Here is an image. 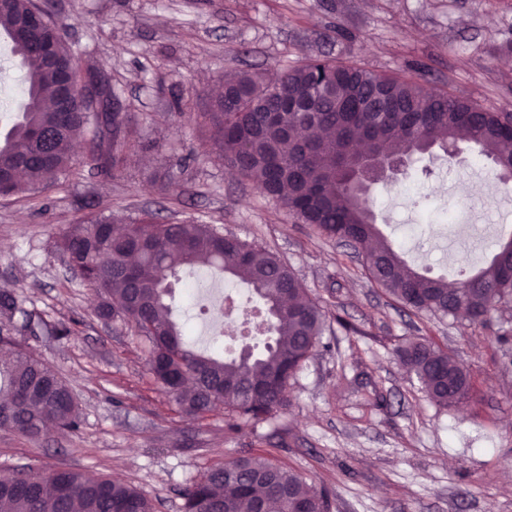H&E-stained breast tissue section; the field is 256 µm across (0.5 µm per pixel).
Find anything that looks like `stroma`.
<instances>
[{"label":"stroma","mask_w":512,"mask_h":512,"mask_svg":"<svg viewBox=\"0 0 512 512\" xmlns=\"http://www.w3.org/2000/svg\"><path fill=\"white\" fill-rule=\"evenodd\" d=\"M74 50L112 82L128 112L133 149L121 173H77L32 198H0V289L47 329L20 341L70 387L74 430L28 437L0 427V472L66 465L124 481L156 512H182L184 488L209 468L263 450L325 492L329 512H512V307L495 327L434 318L404 307L369 278L362 256L299 224L280 203L231 174L209 152L196 116L224 76L280 75L326 55L412 79L482 108L512 112V0H48ZM168 174L162 191L153 174ZM383 236L419 271L456 280L512 238V192L494 167L435 153L388 188L374 187ZM156 213L169 224H211L276 252L326 313L322 344L288 385V407L240 430L216 410L183 414L150 374L148 343L123 320L97 316L95 291L80 283L53 243L71 225L104 212ZM181 272L174 314L198 350L234 356L205 315L212 297L189 291ZM69 324L66 336L51 327ZM430 338L470 371L469 399L431 402L397 349Z\"/></svg>","instance_id":"35a3bbf8"}]
</instances>
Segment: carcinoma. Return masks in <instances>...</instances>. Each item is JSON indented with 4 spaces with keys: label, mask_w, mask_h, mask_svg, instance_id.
<instances>
[{
    "label": "carcinoma",
    "mask_w": 512,
    "mask_h": 512,
    "mask_svg": "<svg viewBox=\"0 0 512 512\" xmlns=\"http://www.w3.org/2000/svg\"><path fill=\"white\" fill-rule=\"evenodd\" d=\"M37 11L46 25L22 32L20 20ZM0 36L24 71L18 114L0 138V192L23 195L70 173L79 138L86 140L97 173L120 171L132 149L128 114L103 117L79 93L67 111L59 109L65 77L98 75L112 90L94 63L79 60L63 25L37 0H7L0 7ZM40 40L54 44L55 63L30 49ZM383 98L393 102L392 111H379ZM200 117L224 165L302 223L351 240L372 281L403 304L440 317L464 311L472 322L489 326L499 308L512 303V266L501 260L512 251V239L499 244L485 267L450 288L409 265L391 244L373 245L380 232L372 200L351 178L336 175L340 155L359 149L390 160L408 154L420 159L459 142L504 173L512 167V112L490 111L416 81L317 57L273 84L254 73L239 74L211 95ZM54 247L75 277L101 295L100 319L121 318L143 333L149 371L183 413L204 418L222 407L232 416L228 427L237 429L288 407V382L319 346L325 313L276 253L226 238L211 224H159L144 216L118 231L104 214L72 225ZM195 267L246 283L271 311V340L248 361L205 354L183 340L169 284L177 271ZM17 309L16 295L0 290V315ZM397 356L435 404L448 407L471 396L467 369L434 341L409 342ZM78 425L65 381L13 337L0 336V427L38 436ZM183 498L185 512H328L323 493L261 453L210 468L184 489ZM0 512L154 510L125 483L91 480L58 466L1 473Z\"/></svg>",
    "instance_id": "carcinoma-1"
}]
</instances>
